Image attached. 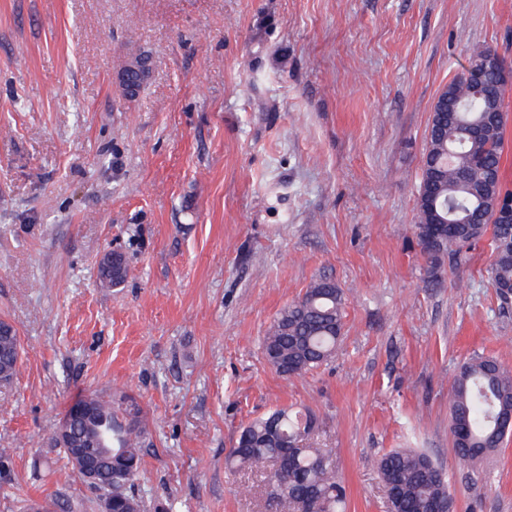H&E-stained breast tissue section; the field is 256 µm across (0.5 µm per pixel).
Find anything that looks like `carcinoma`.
<instances>
[{"label":"carcinoma","mask_w":512,"mask_h":512,"mask_svg":"<svg viewBox=\"0 0 512 512\" xmlns=\"http://www.w3.org/2000/svg\"><path fill=\"white\" fill-rule=\"evenodd\" d=\"M507 88L500 89L498 112L487 114L488 96H475L466 73L446 87L448 111L430 118L421 179L418 187L416 228L424 233L438 222L457 224L462 236L443 233L426 249L430 272L461 243L491 236V280L497 296L512 298V224L493 221L495 200L512 195L504 180L502 156L509 121ZM126 271L98 269L100 286L120 284ZM342 290L329 279H318L302 297L288 305L271 325L264 339V355L283 376L301 375L330 359L344 326ZM20 359L19 336L13 326L0 331V382L10 381ZM96 421L81 429L84 436L100 430L109 441L97 452L100 496L112 499V512H145L142 497L133 489L142 463L147 428L140 406L131 398L105 392L89 394ZM512 402V370L496 359L471 357L455 375L450 387V434L458 461L469 466L501 447L512 424L501 419ZM315 420L309 412L277 410L247 424L226 462L237 469H265L282 460L281 473L271 482L273 497L283 512H343L346 489L336 473L332 455L320 448L292 449L283 454L281 444L309 434ZM378 472L394 484L396 496L389 512H426L436 502L453 504L448 480L424 453L398 449L382 455Z\"/></svg>","instance_id":"1"}]
</instances>
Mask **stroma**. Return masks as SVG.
<instances>
[{
    "instance_id": "35a3bbf8",
    "label": "stroma",
    "mask_w": 512,
    "mask_h": 512,
    "mask_svg": "<svg viewBox=\"0 0 512 512\" xmlns=\"http://www.w3.org/2000/svg\"><path fill=\"white\" fill-rule=\"evenodd\" d=\"M478 45L512 64V0H0V320L23 348L0 383V512H100L51 442L95 390L145 414L147 512H275L226 458L287 407L314 415L304 443L335 455L346 512H387L394 448L433 459L454 512H512V435L465 468L449 432L460 366L512 368V300L488 241L434 275L415 228L433 102ZM113 251L127 273L104 288ZM321 278L342 339L281 376L264 337Z\"/></svg>"
}]
</instances>
